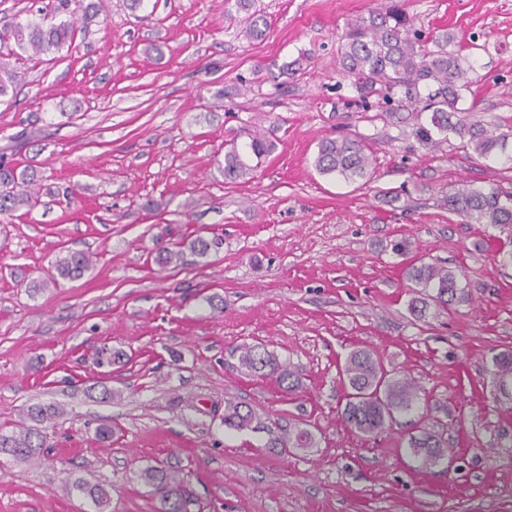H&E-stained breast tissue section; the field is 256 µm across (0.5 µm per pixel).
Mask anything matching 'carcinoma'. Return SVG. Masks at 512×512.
<instances>
[{
    "instance_id": "obj_1",
    "label": "carcinoma",
    "mask_w": 512,
    "mask_h": 512,
    "mask_svg": "<svg viewBox=\"0 0 512 512\" xmlns=\"http://www.w3.org/2000/svg\"><path fill=\"white\" fill-rule=\"evenodd\" d=\"M99 12L95 0H53L51 9L38 22L17 23L10 30L16 46L31 56H49L59 52L74 39L73 23L55 22L59 14L81 16L87 21ZM413 20L401 5L392 2L372 10L348 23L345 42L341 47V66L351 78L363 98L377 96L387 102L395 99L400 107H409L417 115L427 114L428 124L417 127L418 135L427 143L433 142L432 131L448 139L452 133L463 141V146L480 157H490L505 148L512 138V130H491L474 114L457 107L460 92L471 85L467 58L461 50H450L453 38L444 33L432 39L434 48L411 35ZM266 22L260 16L249 15L244 36L255 39L263 36ZM19 84L18 72L10 62L0 57V97H6ZM247 148L256 159L271 152L265 136L255 131L250 134ZM316 170L324 175L339 176L348 181L371 176L372 159L365 146L348 137L326 138L318 146L314 160ZM252 171L245 156L232 146L224 152V180L236 181ZM38 202L34 178L25 170H18L0 156V215H11ZM443 205L464 216L474 224H490L512 240V193L497 187L489 189L457 188L442 198ZM91 264L85 253H70L54 264L55 274L36 283L39 289L57 279L73 280L81 277ZM411 281L408 311L418 321L426 318L430 306L442 310L452 308L459 291L457 274L448 267L419 262L407 269ZM240 367L257 377H274L284 390L294 388L293 372L278 355L264 344H242L235 349ZM344 383L350 392L342 410V418L355 431L365 436L380 433L395 415L409 413L416 407L417 387L407 378H396L384 369L380 359L368 350L351 352L343 368ZM493 375L497 387L512 383V353L493 357ZM61 414L57 409L40 405L28 408V418L42 424ZM224 426L237 430L256 431L264 428L259 413L241 402L224 405ZM266 447L309 448L314 436L307 423L298 420L277 431L267 428ZM408 454L422 465L438 467L448 460V449L433 435L412 437ZM16 460L38 461L44 455L43 437L39 429L26 426L17 433L0 432V455ZM139 478L158 497L162 512H188V494L185 475L179 469L162 463L149 465L139 471ZM76 489L91 499L101 512L110 505L108 490L99 484L79 482Z\"/></svg>"
}]
</instances>
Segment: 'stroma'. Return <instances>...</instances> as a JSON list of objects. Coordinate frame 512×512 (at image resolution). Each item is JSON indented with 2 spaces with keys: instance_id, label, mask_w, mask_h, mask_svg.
Listing matches in <instances>:
<instances>
[{
  "instance_id": "obj_1",
  "label": "stroma",
  "mask_w": 512,
  "mask_h": 512,
  "mask_svg": "<svg viewBox=\"0 0 512 512\" xmlns=\"http://www.w3.org/2000/svg\"><path fill=\"white\" fill-rule=\"evenodd\" d=\"M381 2L104 0L71 48L37 58L4 33L47 0H0V55L21 78L0 100V155L40 192L0 223V429L36 404L61 411L41 462L0 456V512H96L79 479L107 485L112 512H159L137 473L160 462L186 472L190 512H512V403H495L492 375L512 352V264L498 228L442 204L461 186L512 192V144L489 158L453 135L427 144L412 109L359 96L342 36ZM405 4L423 38L453 33L468 55L460 107L511 128L512 0ZM251 11L264 39L241 34ZM256 129L273 151L226 181L225 150ZM344 136L372 155L370 180L316 170L320 141ZM199 236L207 255L189 249ZM165 250L182 261L158 264ZM71 251L91 255L84 275L30 294ZM418 258L463 288L420 322ZM257 342L295 373L292 391L239 368L232 349ZM357 349L420 395L369 437L341 417L339 369ZM228 400L268 427L308 420L315 447L225 427ZM425 432L451 470L416 468L407 441Z\"/></svg>"
}]
</instances>
